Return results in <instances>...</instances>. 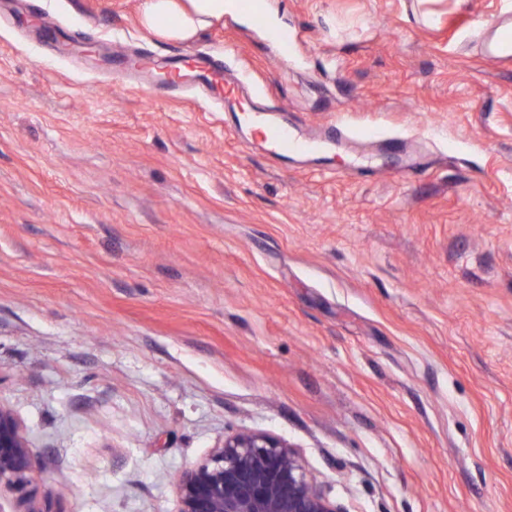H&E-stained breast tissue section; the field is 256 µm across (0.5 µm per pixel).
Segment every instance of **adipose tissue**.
I'll use <instances>...</instances> for the list:
<instances>
[{
  "label": "adipose tissue",
  "mask_w": 512,
  "mask_h": 512,
  "mask_svg": "<svg viewBox=\"0 0 512 512\" xmlns=\"http://www.w3.org/2000/svg\"><path fill=\"white\" fill-rule=\"evenodd\" d=\"M237 9L235 0H143L140 21L154 34L189 41Z\"/></svg>",
  "instance_id": "ef3b65f1"
}]
</instances>
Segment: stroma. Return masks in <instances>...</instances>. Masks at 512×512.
<instances>
[{"instance_id": "stroma-1", "label": "stroma", "mask_w": 512, "mask_h": 512, "mask_svg": "<svg viewBox=\"0 0 512 512\" xmlns=\"http://www.w3.org/2000/svg\"><path fill=\"white\" fill-rule=\"evenodd\" d=\"M143 0H0V405L41 512H177L237 432L345 512H512V0H255L187 43ZM224 55L350 140L273 161L234 113L100 55ZM415 138L424 164L397 178ZM489 62H501L512 59V28L502 31L498 38L484 53Z\"/></svg>"}]
</instances>
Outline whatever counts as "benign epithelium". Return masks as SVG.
Wrapping results in <instances>:
<instances>
[{"label": "benign epithelium", "instance_id": "7a95c632", "mask_svg": "<svg viewBox=\"0 0 512 512\" xmlns=\"http://www.w3.org/2000/svg\"><path fill=\"white\" fill-rule=\"evenodd\" d=\"M29 443L14 414L0 405V489L35 506ZM177 512H341L307 474L285 441L260 432L235 433L175 485Z\"/></svg>", "mask_w": 512, "mask_h": 512}]
</instances>
